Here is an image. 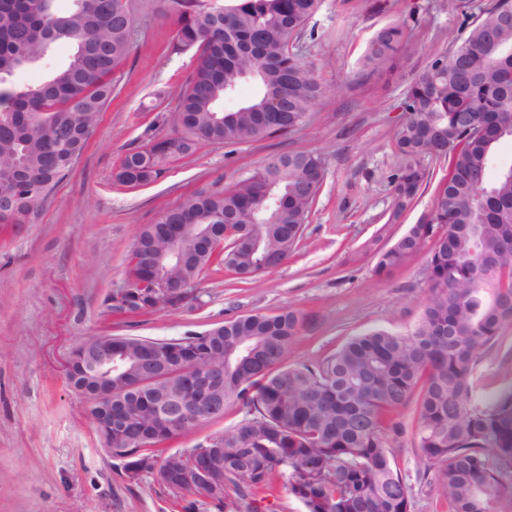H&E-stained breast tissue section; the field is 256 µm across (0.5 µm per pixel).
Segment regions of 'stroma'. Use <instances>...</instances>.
<instances>
[{"instance_id": "stroma-1", "label": "stroma", "mask_w": 512, "mask_h": 512, "mask_svg": "<svg viewBox=\"0 0 512 512\" xmlns=\"http://www.w3.org/2000/svg\"><path fill=\"white\" fill-rule=\"evenodd\" d=\"M489 0H320L299 52L315 63L326 93L310 122L287 136L249 145H205L134 189L113 173L122 157L150 136L171 135L195 52L175 46L173 17L153 0H129L127 60L73 173L41 207L36 223L0 234V512H220L211 500L172 492L157 473L129 482L121 460L101 448L88 419L89 401L69 387L63 361L107 319L104 299L124 284L125 258L140 229L190 192L234 184L269 156L319 153L326 178L294 255L255 282L208 270L194 308L161 309L113 325L116 335L182 338L251 313L299 311L308 325L288 359H321L349 337L372 329L411 331L430 295L426 252L388 274L375 254L428 214L446 163L425 159L432 173L414 204L390 221L389 175L398 164L392 136L401 101L430 57L449 50L450 36ZM405 24L409 48L393 71L370 74L360 59L381 28ZM484 383L512 385V330L482 364ZM418 402L395 420L404 433L393 455L410 487L411 512H448L438 490L421 482ZM240 512H303L281 478L246 497L229 490Z\"/></svg>"}]
</instances>
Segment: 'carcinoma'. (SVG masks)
Instances as JSON below:
<instances>
[{
    "instance_id": "1",
    "label": "carcinoma",
    "mask_w": 512,
    "mask_h": 512,
    "mask_svg": "<svg viewBox=\"0 0 512 512\" xmlns=\"http://www.w3.org/2000/svg\"><path fill=\"white\" fill-rule=\"evenodd\" d=\"M175 18L176 43L196 49V66L171 115L176 138L130 150L118 183L154 182L165 165L207 143L246 145L305 126L325 89L297 51L319 0H160ZM126 0H0V225L34 224L39 203L70 175L87 132L112 100L113 76L126 61L132 24ZM67 62L36 86L18 87L17 72L56 44ZM451 49L432 56L401 102L393 134L400 162L390 175V220L414 202L429 177L426 157L448 161V174L427 217L390 248L375 272L406 264L430 245L431 295L408 334L370 330L309 363L287 360L305 318L284 309L228 319L178 342L100 334L112 340V417L127 423L98 439L127 477L158 470L172 490L189 489L237 512L226 493L190 478L204 459L224 472V488L268 486L279 474L304 512H410L407 483L392 463L403 434L392 413L418 395L417 447L423 478L450 512H504L512 505V387L481 391L480 367L499 336L512 329V162L488 171L497 144L512 139V0H495L467 24ZM408 48L404 28L388 26L368 42L362 67L391 66ZM250 81L254 97L224 112L219 103ZM321 155L278 153L230 187L199 190L142 228L135 243L151 247L173 235L187 256L125 266V279L151 283L171 274L193 290L211 267L256 280L290 258L325 182ZM225 247L216 249L219 241ZM182 299L144 291L107 305L127 319ZM92 365L76 359L66 374L75 389ZM238 404L244 418L218 438L224 453L202 444L161 464L139 454L211 420L209 393Z\"/></svg>"
}]
</instances>
